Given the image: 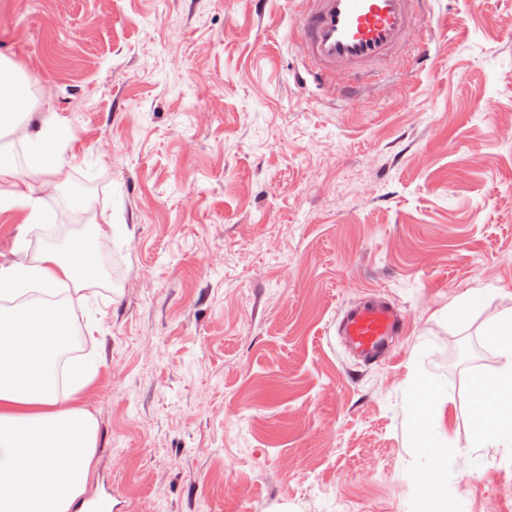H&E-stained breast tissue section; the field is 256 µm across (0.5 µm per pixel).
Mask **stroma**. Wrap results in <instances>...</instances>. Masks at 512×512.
<instances>
[{
  "mask_svg": "<svg viewBox=\"0 0 512 512\" xmlns=\"http://www.w3.org/2000/svg\"><path fill=\"white\" fill-rule=\"evenodd\" d=\"M301 7L0 0V54L65 133L24 190L65 234L75 191L115 227L77 318L86 489L113 512H512V447L474 421L512 312V0H417L422 63L349 97L308 79ZM41 227L0 211V266ZM374 294L407 333L369 366L336 329Z\"/></svg>",
  "mask_w": 512,
  "mask_h": 512,
  "instance_id": "obj_1",
  "label": "stroma"
}]
</instances>
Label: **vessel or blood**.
<instances>
[{"label": "vessel or blood", "instance_id": "obj_1", "mask_svg": "<svg viewBox=\"0 0 512 512\" xmlns=\"http://www.w3.org/2000/svg\"><path fill=\"white\" fill-rule=\"evenodd\" d=\"M414 0H307L293 31L315 75L344 86L406 45L419 46ZM405 317L391 302L373 296L347 310L337 332L364 364H382Z\"/></svg>", "mask_w": 512, "mask_h": 512}]
</instances>
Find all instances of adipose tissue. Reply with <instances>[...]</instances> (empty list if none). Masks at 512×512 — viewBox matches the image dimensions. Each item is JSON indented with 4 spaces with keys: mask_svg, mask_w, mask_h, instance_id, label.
Segmentation results:
<instances>
[{
    "mask_svg": "<svg viewBox=\"0 0 512 512\" xmlns=\"http://www.w3.org/2000/svg\"><path fill=\"white\" fill-rule=\"evenodd\" d=\"M30 80L0 56V138L30 114ZM50 122L27 138V163L18 167L0 145V199L19 207L28 224L46 213L19 185L30 174L51 175L58 161H46L54 144ZM108 224L63 243L48 242L30 260L0 267V512H70L83 493L97 449V424L74 400L85 385L90 363L65 359L64 337L76 335L74 305L87 299L78 253L97 254L110 237ZM504 358L493 378L478 380L491 391L493 421L477 419L476 443L512 446V313L485 334Z\"/></svg>",
    "mask_w": 512,
    "mask_h": 512,
    "instance_id": "ef3b65f1",
    "label": "adipose tissue"
}]
</instances>
